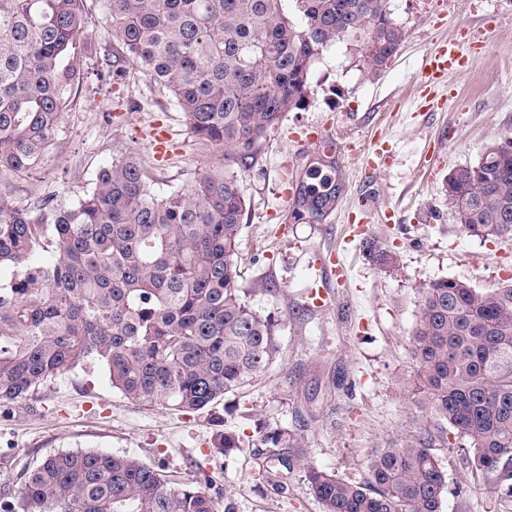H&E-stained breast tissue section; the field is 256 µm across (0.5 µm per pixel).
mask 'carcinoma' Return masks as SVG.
Here are the masks:
<instances>
[{
    "label": "carcinoma",
    "instance_id": "cac0c4a2",
    "mask_svg": "<svg viewBox=\"0 0 512 512\" xmlns=\"http://www.w3.org/2000/svg\"><path fill=\"white\" fill-rule=\"evenodd\" d=\"M87 0H0V172L29 174L71 109L92 48ZM105 0L108 74L132 68L169 90L191 132L224 148L221 169L159 196L133 154L100 169L69 206L21 204L0 183V401L27 398L93 359L143 406L212 410L276 362L279 320L255 310L236 259L245 167L301 110L321 49L348 37L376 71L404 33L387 0ZM448 209L473 236H512V138L448 174ZM320 215L336 190H299ZM48 254L30 264L36 252ZM417 407L450 425L467 465L512 496V284L440 279L419 290L411 336ZM424 431L375 449L367 477L306 468L322 512H441L445 474ZM0 512H221L194 482L140 459L49 455Z\"/></svg>",
    "mask_w": 512,
    "mask_h": 512
}]
</instances>
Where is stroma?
I'll return each mask as SVG.
<instances>
[{"label": "stroma", "mask_w": 512, "mask_h": 512, "mask_svg": "<svg viewBox=\"0 0 512 512\" xmlns=\"http://www.w3.org/2000/svg\"><path fill=\"white\" fill-rule=\"evenodd\" d=\"M94 24L85 79L57 138L33 173L11 178L16 201L68 205L88 191L100 167L129 153L153 169L158 194L191 185L224 160L189 130L172 94L140 72L123 82L97 79L112 56L102 19L104 0H88ZM405 33L398 52L368 73L354 41L324 48L309 74L312 93L263 140L252 164L235 175L246 202L238 264L252 307L283 325L277 361L240 397L238 409L184 414L144 407L113 387L107 368L87 362L59 375L27 399L0 403V496L17 493L21 475L44 457L76 449L134 456L178 481H196L227 512H321L304 469L313 465L345 479L366 473L369 454L400 443L429 423L416 406L410 339L420 288L443 279L484 290L512 280V237L470 235L448 208L453 169L512 137V0H390ZM497 12L502 24L486 53L448 82L454 96L439 109L419 108L415 76L433 44L465 22ZM170 133L156 157L153 124ZM321 125L338 141L372 134L389 159L366 173L360 160L335 161L336 199L317 218L299 214L284 191L291 178L309 182L318 158L301 134ZM367 203V235H350L348 216ZM377 250H369L367 239ZM345 263L341 284L325 281L329 253ZM288 440L262 445L268 429ZM232 431L243 451L218 453ZM448 478L441 512H512L464 465L435 447ZM288 458L283 468L280 458Z\"/></svg>", "instance_id": "35a3bbf8"}]
</instances>
